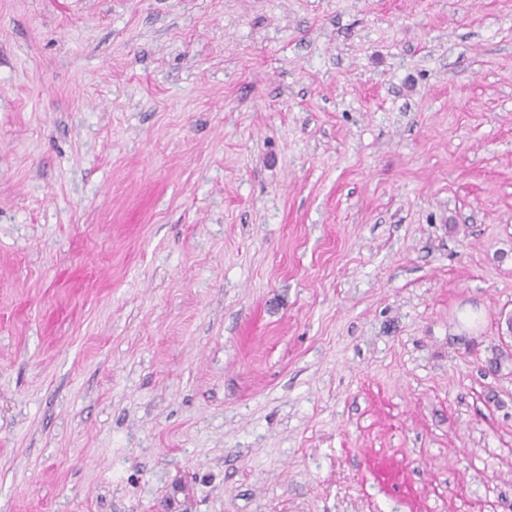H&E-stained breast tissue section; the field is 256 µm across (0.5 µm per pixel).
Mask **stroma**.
Returning a JSON list of instances; mask_svg holds the SVG:
<instances>
[{
    "mask_svg": "<svg viewBox=\"0 0 512 512\" xmlns=\"http://www.w3.org/2000/svg\"><path fill=\"white\" fill-rule=\"evenodd\" d=\"M510 310L512 0H0V512H512Z\"/></svg>",
    "mask_w": 512,
    "mask_h": 512,
    "instance_id": "obj_1",
    "label": "stroma"
}]
</instances>
